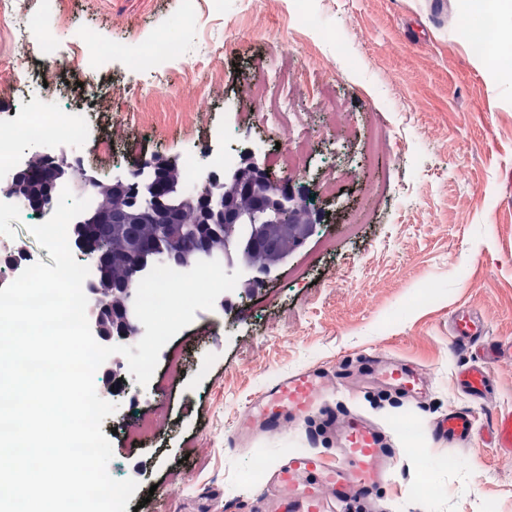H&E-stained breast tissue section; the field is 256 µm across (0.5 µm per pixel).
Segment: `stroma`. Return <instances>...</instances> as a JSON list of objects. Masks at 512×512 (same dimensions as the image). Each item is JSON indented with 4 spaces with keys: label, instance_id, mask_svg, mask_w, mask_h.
Returning <instances> with one entry per match:
<instances>
[{
    "label": "stroma",
    "instance_id": "stroma-1",
    "mask_svg": "<svg viewBox=\"0 0 512 512\" xmlns=\"http://www.w3.org/2000/svg\"><path fill=\"white\" fill-rule=\"evenodd\" d=\"M460 2L306 0L313 27L302 30L288 18L294 0H199L198 24L180 35V58L153 57L135 68L110 46L133 37L152 45L185 0H63L54 54L66 53L73 33L91 29L101 35L103 57L73 61L48 93L43 53L29 54L20 75L0 72V85L24 78L26 96L85 114L87 136L69 148L86 160L68 181L78 197L85 175L124 179L155 153L180 160L189 150H253L258 140L275 149L285 133L263 123L262 104L246 90L276 66L308 85L293 99L310 145L299 181L314 192L325 170L342 177L339 195L322 201L318 234L275 277L233 306L196 311L170 340L184 353L183 372L172 377L156 367L138 396L144 410L168 405L169 429L135 443L112 433L127 413L122 397L104 419L118 479L130 463L150 462L129 507L225 512L256 497L265 481L252 473L258 450L270 468L283 449L307 447L308 439L294 427L234 445L245 403L280 375L356 367L374 351L422 368L428 384L417 403L378 384L343 396L386 430L397 451L395 470L377 490L382 512H512V454L485 439L497 414L512 411V360L497 365L490 398L470 403L456 375L477 352L457 349L448 332L451 313L467 308L482 315L490 338L512 343V83L500 82L486 55L458 36ZM283 41L292 48L285 59ZM155 71L165 75L162 95L117 96ZM322 79L345 102L348 135H338L316 97ZM374 125L389 131L390 145L371 158L364 135ZM105 140L108 155L99 151ZM32 222L24 211L0 212V230L51 264ZM465 405L476 416L470 447L430 435L429 420Z\"/></svg>",
    "mask_w": 512,
    "mask_h": 512
}]
</instances>
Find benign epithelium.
Instances as JSON below:
<instances>
[{
	"mask_svg": "<svg viewBox=\"0 0 512 512\" xmlns=\"http://www.w3.org/2000/svg\"><path fill=\"white\" fill-rule=\"evenodd\" d=\"M73 161L65 154L36 153L25 168L4 183L0 195L38 210L53 204V192L65 182ZM149 180H116L105 183L92 176L85 184L94 187L105 199L99 209L81 216L74 228L75 246L80 256L93 260L98 276L90 288L94 305L102 313L98 338L108 345L132 346L143 336V327L134 313V296L128 288L137 265L153 255V241L142 235V227L152 225L162 235L176 238L181 225L200 224L206 232L197 237L189 250L175 259L191 268L200 258L216 253L215 235L210 225H224L225 267L244 274L243 293L264 282L320 224L313 209L311 192L292 177L274 179L256 163L249 152L241 154L235 168L220 178L210 175L207 185L197 190H179L170 174L176 160L155 155L143 162ZM42 175L34 186L26 179L31 171ZM125 241L121 253L96 252L100 236ZM120 328L112 338L107 322Z\"/></svg>",
	"mask_w": 512,
	"mask_h": 512,
	"instance_id": "1",
	"label": "benign epithelium"
}]
</instances>
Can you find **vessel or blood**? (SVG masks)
Segmentation results:
<instances>
[{
	"mask_svg": "<svg viewBox=\"0 0 512 512\" xmlns=\"http://www.w3.org/2000/svg\"><path fill=\"white\" fill-rule=\"evenodd\" d=\"M449 330L460 347L481 345V363L460 374L458 383L472 400H485L492 366L512 355V344L482 343L484 320L469 309L451 315ZM384 377L407 396L425 391L423 373L413 365H393ZM344 386L342 371L308 368L269 382L244 407L238 433L274 436L292 424L305 429L310 443H318L324 429L336 442L335 463H327L323 455L305 453L288 456L271 470L261 491L269 512H355L357 504L372 499L395 466L396 453L381 428L361 415L345 414L341 405L326 403V395ZM428 431L437 439L464 446L473 436L474 416L469 408H453L431 421ZM492 435L496 447L512 452V411L497 416Z\"/></svg>",
	"mask_w": 512,
	"mask_h": 512,
	"instance_id": "obj_1",
	"label": "vessel or blood"
}]
</instances>
